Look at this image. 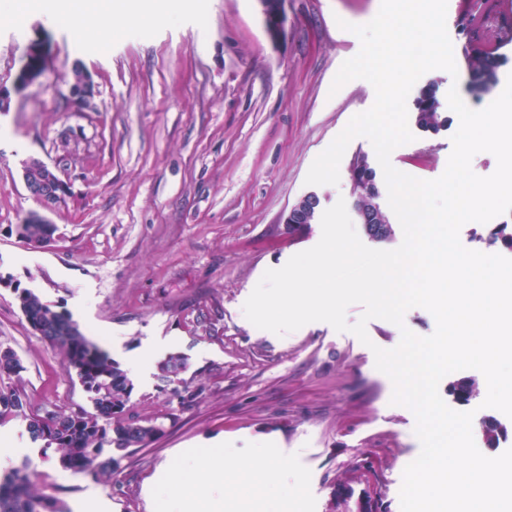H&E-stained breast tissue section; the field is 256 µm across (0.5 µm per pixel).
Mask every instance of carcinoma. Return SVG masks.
<instances>
[{
    "mask_svg": "<svg viewBox=\"0 0 512 512\" xmlns=\"http://www.w3.org/2000/svg\"><path fill=\"white\" fill-rule=\"evenodd\" d=\"M482 44L465 56L471 78V88L482 91L496 79L504 57L494 45L498 32L490 31L488 16L481 15ZM414 119L418 126L438 131L448 124L436 89L429 86L415 99ZM492 243L512 249V226L499 224L489 235ZM25 318L41 323L44 338L58 347L67 369L74 372L93 405V411L65 413L46 408L26 410L17 407L22 401L15 388H0V418L21 417L35 442L52 448L60 465L75 474L112 475L118 463L115 455L129 448H144L163 433L160 425L129 413L127 403L133 391L128 373L106 351L91 342L79 326L66 314L57 311L38 294L28 290L22 298ZM186 369L185 359L174 356L160 365L159 380L169 384L180 379ZM53 413L54 438H43L42 419ZM482 434L488 445H494L504 432L502 424L493 417L481 421ZM109 455H104L105 451ZM0 512H63L60 502L48 495L30 490L28 476L15 469L0 480Z\"/></svg>",
    "mask_w": 512,
    "mask_h": 512,
    "instance_id": "cac0c4a2",
    "label": "carcinoma"
}]
</instances>
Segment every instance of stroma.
Instances as JSON below:
<instances>
[{
  "label": "stroma",
  "mask_w": 512,
  "mask_h": 512,
  "mask_svg": "<svg viewBox=\"0 0 512 512\" xmlns=\"http://www.w3.org/2000/svg\"><path fill=\"white\" fill-rule=\"evenodd\" d=\"M381 0H286L287 22L271 40L257 0H185L179 14L122 21L107 42L85 36L72 18L31 11L26 25L0 21V86L10 112L0 116V345L23 370L15 384L28 405L63 412L92 404L59 351L28 325L15 288L38 293L103 350L120 341L118 362L132 383L129 406L163 433L131 448L111 478L63 470L52 450L32 447L26 423L0 420V434L27 449L33 489L57 497L67 512L95 493L109 512H155L160 473L178 476L177 449L224 443L225 458L265 457L280 479L251 512H356L358 497L382 499L401 512L405 467L421 444L413 412L392 404L393 384L375 367L373 347L394 348L400 327L374 318L369 343L328 323L283 336L255 327L244 304L264 272L316 245L320 223L297 238L283 214L313 193L321 209L350 198L348 160L375 158L371 142L353 139L335 185L305 182L315 158L350 119L369 109L362 79L332 91L341 64L360 49L339 21L361 25ZM44 37L48 64L24 89L15 81L28 43ZM507 59L486 91L474 94L466 69L433 70L417 88L435 85L439 100L457 87L475 110L496 99L512 74ZM81 64L95 84L92 108L69 100L68 77ZM459 126L413 127L392 165L420 179L444 172ZM36 156L68 184L44 207L26 189L23 159ZM33 213L54 226L35 248L17 227ZM159 339L185 357L181 381L161 386L158 361L144 346ZM374 472L360 470L365 459ZM352 496L336 501L337 485Z\"/></svg>",
  "instance_id": "obj_1"
}]
</instances>
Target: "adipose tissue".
Masks as SVG:
<instances>
[{
	"label": "adipose tissue",
	"mask_w": 512,
	"mask_h": 512,
	"mask_svg": "<svg viewBox=\"0 0 512 512\" xmlns=\"http://www.w3.org/2000/svg\"><path fill=\"white\" fill-rule=\"evenodd\" d=\"M183 0H42L40 10L55 18L63 13L76 14L82 30L91 35L110 32L115 16L143 19L160 13L180 12ZM186 468L182 475L169 484V495L180 505V512H224V502L212 498L207 487L213 469L224 465V444L215 442L209 451L180 449ZM232 472L239 480L241 497L236 512H247L249 502L266 489L273 487L278 468L269 462L236 461Z\"/></svg>",
	"instance_id": "1"
}]
</instances>
